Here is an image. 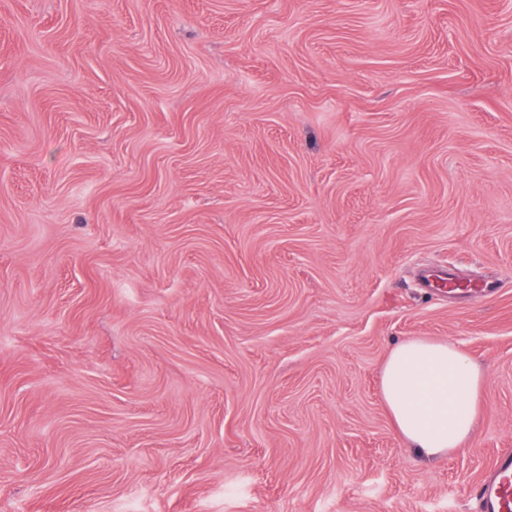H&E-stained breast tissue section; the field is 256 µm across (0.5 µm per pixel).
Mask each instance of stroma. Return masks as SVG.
Listing matches in <instances>:
<instances>
[{
  "label": "stroma",
  "mask_w": 512,
  "mask_h": 512,
  "mask_svg": "<svg viewBox=\"0 0 512 512\" xmlns=\"http://www.w3.org/2000/svg\"><path fill=\"white\" fill-rule=\"evenodd\" d=\"M412 337L484 377L438 458ZM502 448L512 0H0V512H476ZM482 379L479 367L456 345L412 338L391 351L382 394L412 448L441 457L473 433Z\"/></svg>",
  "instance_id": "obj_1"
}]
</instances>
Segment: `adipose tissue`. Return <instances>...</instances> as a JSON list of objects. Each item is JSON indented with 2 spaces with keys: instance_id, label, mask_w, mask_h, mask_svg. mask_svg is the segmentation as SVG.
<instances>
[{
  "instance_id": "ef3b65f1",
  "label": "adipose tissue",
  "mask_w": 512,
  "mask_h": 512,
  "mask_svg": "<svg viewBox=\"0 0 512 512\" xmlns=\"http://www.w3.org/2000/svg\"><path fill=\"white\" fill-rule=\"evenodd\" d=\"M481 387L479 367L459 347L422 338L396 346L382 378L396 427L428 457L456 451L471 436Z\"/></svg>"
}]
</instances>
